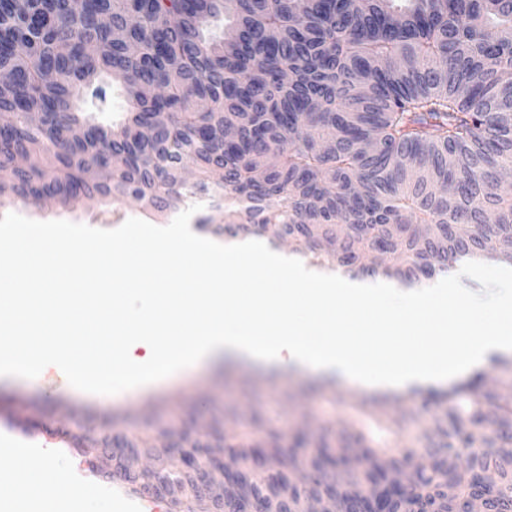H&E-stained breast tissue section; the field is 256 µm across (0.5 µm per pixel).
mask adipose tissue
<instances>
[{
	"label": "adipose tissue",
	"instance_id": "ef3b65f1",
	"mask_svg": "<svg viewBox=\"0 0 512 512\" xmlns=\"http://www.w3.org/2000/svg\"><path fill=\"white\" fill-rule=\"evenodd\" d=\"M190 222L125 228L117 252L85 227L1 229L0 265L15 279L0 287V379L35 377L51 363L83 397L116 382L154 400L165 394L164 378L224 359L398 395L447 388L512 350V262L463 259L404 289L309 266L261 236L215 241ZM87 254L95 264L76 269ZM117 267L123 278H113ZM468 275L490 277L489 294L452 295ZM363 321L383 344L356 342ZM82 323L94 326L86 343L110 347L109 368L92 357L72 367ZM14 454L20 473L5 485L14 512H86L82 482L54 470L50 450ZM48 482L55 494L37 495Z\"/></svg>",
	"mask_w": 512,
	"mask_h": 512
}]
</instances>
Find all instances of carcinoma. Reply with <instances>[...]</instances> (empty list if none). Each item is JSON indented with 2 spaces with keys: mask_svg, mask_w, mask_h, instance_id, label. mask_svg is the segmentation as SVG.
Instances as JSON below:
<instances>
[{
  "mask_svg": "<svg viewBox=\"0 0 512 512\" xmlns=\"http://www.w3.org/2000/svg\"><path fill=\"white\" fill-rule=\"evenodd\" d=\"M218 21L234 41L210 36ZM0 71V190L27 203L79 190L164 213L207 200L224 206L229 237L288 238L350 278L405 285L463 257L512 258V195L492 192L512 164V0H0ZM106 80L129 102L113 128L81 107ZM226 123L231 146L203 133ZM488 215L489 234L448 233ZM379 240L399 264L375 262ZM481 381L429 392L448 414L422 466L382 455L363 424L319 434L305 459L273 437L231 443L244 478L225 507L288 485L290 512L307 498L370 510L403 472L411 493L391 512L475 499L512 512V401ZM361 410L411 447L385 401ZM63 435L91 459L114 443L128 460L180 449L186 468L157 477L180 486L183 512H205L199 480L222 435ZM302 466L316 478L294 486Z\"/></svg>",
  "mask_w": 512,
  "mask_h": 512,
  "instance_id": "cac0c4a2",
  "label": "carcinoma"
}]
</instances>
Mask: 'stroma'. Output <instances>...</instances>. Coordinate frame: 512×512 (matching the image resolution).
Returning a JSON list of instances; mask_svg holds the SVG:
<instances>
[{"label":"stroma","instance_id":"stroma-1","mask_svg":"<svg viewBox=\"0 0 512 512\" xmlns=\"http://www.w3.org/2000/svg\"><path fill=\"white\" fill-rule=\"evenodd\" d=\"M154 221V216L131 198L105 207L87 198L67 205L54 200L25 205L13 196L0 195L2 228L67 224L108 233L122 225ZM362 396L358 388L339 392L305 373L277 378L238 363L188 375L170 384L158 402L128 398L118 405L108 400L93 406L67 391H48L41 379H27L9 388L0 386V414L24 408L53 429H69L78 421L94 431L115 424L126 432L152 438L163 430L191 427L202 433L216 428L230 439L256 425L277 433L288 445L302 432L348 428L357 419L353 405Z\"/></svg>","mask_w":512,"mask_h":512}]
</instances>
